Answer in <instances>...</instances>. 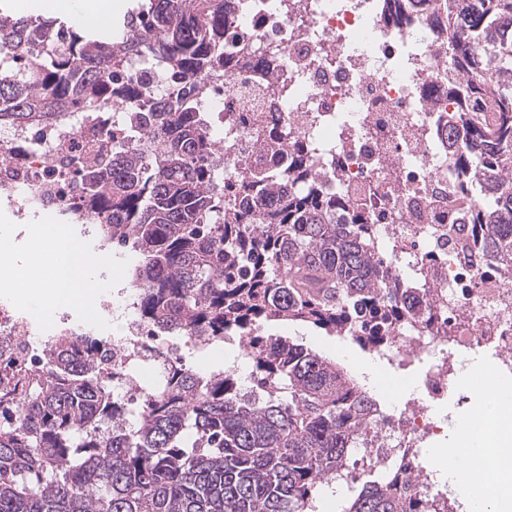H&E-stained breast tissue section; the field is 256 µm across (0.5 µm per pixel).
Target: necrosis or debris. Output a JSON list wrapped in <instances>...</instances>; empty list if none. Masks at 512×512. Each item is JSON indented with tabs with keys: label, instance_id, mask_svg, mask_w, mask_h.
<instances>
[{
	"label": "necrosis or debris",
	"instance_id": "4bbe7bcc",
	"mask_svg": "<svg viewBox=\"0 0 512 512\" xmlns=\"http://www.w3.org/2000/svg\"><path fill=\"white\" fill-rule=\"evenodd\" d=\"M389 0H235L224 27L221 74L166 77L154 66L127 67L139 90L135 103L112 101L91 112L28 126L0 127V215L18 225H78L101 241L83 178L89 149L104 144L139 150L141 115L162 97L192 96L217 118L219 145L209 157L214 172L244 171L257 141L275 133L281 151L267 162L284 167L285 150L302 143L327 191L348 195L366 211L383 245L382 259L401 279L424 289L428 320L397 326L390 343L373 349L388 365L416 356L431 364L426 401L411 399L368 425L355 449L359 467L385 474L406 471L411 498L435 512H469L452 497L427 460V444L444 429L430 412L452 391L461 356L493 351L495 378L512 379V276L487 269L480 258L456 260L454 242L469 227L449 223L462 210L458 164L448 152L447 34L440 13L411 14L399 22ZM251 54L253 68L235 64ZM278 59L280 74L259 98L245 96L254 70ZM137 294L113 285L100 315L118 321L104 338L112 353V393L122 406L140 401L163 382L173 351L136 312ZM90 321L61 307L47 318L0 302V338L13 350L0 361L21 363L49 338L87 332Z\"/></svg>",
	"mask_w": 512,
	"mask_h": 512
}]
</instances>
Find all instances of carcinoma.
Wrapping results in <instances>:
<instances>
[{"label": "carcinoma", "mask_w": 512, "mask_h": 512, "mask_svg": "<svg viewBox=\"0 0 512 512\" xmlns=\"http://www.w3.org/2000/svg\"><path fill=\"white\" fill-rule=\"evenodd\" d=\"M135 2L94 31L0 10V125L137 97L135 84L114 83L131 56L176 76L224 67L231 0ZM440 2L448 152L489 262L512 270V0ZM33 53L32 63L6 59ZM143 122L139 156L115 152L112 168L85 177L112 216L104 237L138 253V316L164 336L243 335L252 386L173 360L170 387L148 394L127 426L94 363L96 337L57 336L37 363L0 376V512H319V487L351 470L381 404L341 364L259 327L307 324L370 350L425 300L387 274L364 214L324 191L299 149L288 150L283 172L258 159L219 181L196 99L160 103ZM339 512L430 506L379 477L353 486Z\"/></svg>", "instance_id": "obj_1"}]
</instances>
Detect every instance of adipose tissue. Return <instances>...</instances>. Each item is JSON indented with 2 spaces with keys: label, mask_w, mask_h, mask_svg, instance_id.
<instances>
[{
  "label": "adipose tissue",
  "mask_w": 512,
  "mask_h": 512,
  "mask_svg": "<svg viewBox=\"0 0 512 512\" xmlns=\"http://www.w3.org/2000/svg\"><path fill=\"white\" fill-rule=\"evenodd\" d=\"M94 262L83 255L60 228L33 224L23 258L0 251V285L9 287L32 311L51 316L58 305L91 309L100 285L92 277ZM465 384L475 391V405L461 420L446 446L433 450L431 462L440 478L475 492V512H512V486L500 482L494 467H477L456 459V448L479 447L485 427L494 423L512 385H492L479 357H470L462 371Z\"/></svg>",
  "instance_id": "obj_1"
}]
</instances>
